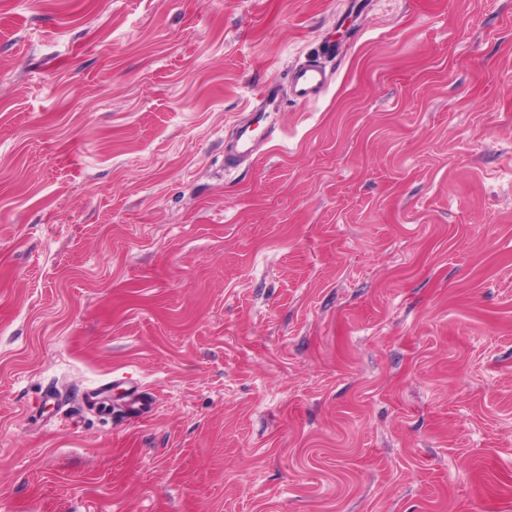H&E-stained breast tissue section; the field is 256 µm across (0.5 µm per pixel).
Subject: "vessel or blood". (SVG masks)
Segmentation results:
<instances>
[{"mask_svg": "<svg viewBox=\"0 0 512 512\" xmlns=\"http://www.w3.org/2000/svg\"><path fill=\"white\" fill-rule=\"evenodd\" d=\"M336 45H322L321 61H308L293 68L290 72L287 86H280L279 82L271 81L262 85L256 92L255 99L258 106L265 112L278 111L284 95L291 97L302 104L316 102L329 86L332 74L323 65L322 60L338 54ZM256 150V137L250 127H239L227 164L252 159Z\"/></svg>", "mask_w": 512, "mask_h": 512, "instance_id": "obj_1", "label": "vessel or blood"}]
</instances>
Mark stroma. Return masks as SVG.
Wrapping results in <instances>:
<instances>
[{
  "label": "stroma",
  "mask_w": 512,
  "mask_h": 512,
  "mask_svg": "<svg viewBox=\"0 0 512 512\" xmlns=\"http://www.w3.org/2000/svg\"><path fill=\"white\" fill-rule=\"evenodd\" d=\"M0 512H512V0H0ZM332 73L317 61H307L293 68L288 80L290 96L301 104H311L320 99L329 86ZM257 105L263 112H276L280 109L283 96L279 82L270 81L262 85L256 92ZM254 129L249 126H240L237 129L235 141L230 155L225 159L232 166L237 161H246L255 157L256 137Z\"/></svg>",
  "instance_id": "35a3bbf8"
}]
</instances>
